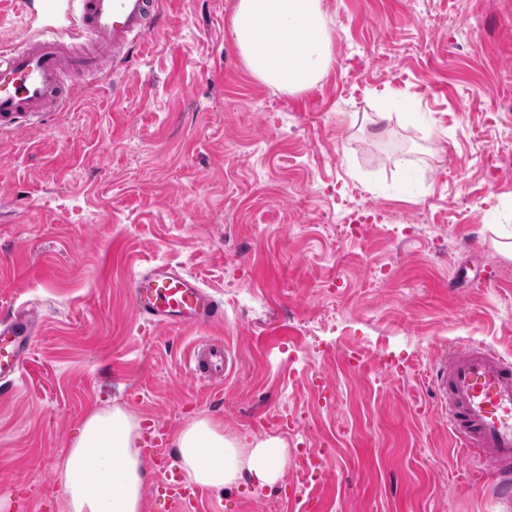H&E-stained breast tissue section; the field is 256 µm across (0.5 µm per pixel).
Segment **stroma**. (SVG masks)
Listing matches in <instances>:
<instances>
[{
  "instance_id": "obj_1",
  "label": "stroma",
  "mask_w": 512,
  "mask_h": 512,
  "mask_svg": "<svg viewBox=\"0 0 512 512\" xmlns=\"http://www.w3.org/2000/svg\"><path fill=\"white\" fill-rule=\"evenodd\" d=\"M235 4L164 0L130 67L0 126V318L38 322L0 382V512H61L64 451L115 405L148 433L207 416L284 442L275 483L201 512H507L430 368L465 342L512 359V0H323L333 67L297 94L245 68ZM162 263L223 321L139 315L129 281ZM203 339L232 351L223 385L186 376ZM303 448L322 464L284 498Z\"/></svg>"
}]
</instances>
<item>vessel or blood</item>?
<instances>
[{
  "label": "vessel or blood",
  "instance_id": "vessel-or-blood-1",
  "mask_svg": "<svg viewBox=\"0 0 512 512\" xmlns=\"http://www.w3.org/2000/svg\"><path fill=\"white\" fill-rule=\"evenodd\" d=\"M41 28L25 26L18 41L0 43V125L28 114L57 112L71 103L83 74L104 63L126 67L133 49L159 32L162 0H38ZM129 296L136 310L159 326L196 327L219 320L214 297L196 278L167 265L137 272ZM37 327L35 315L17 312L0 324V380L19 377ZM201 383L223 381L231 350L204 339L186 363ZM435 393L457 446L488 465V486L502 503L512 502V361L492 348L467 343L442 350L435 362ZM151 437L145 462L161 474L153 487L159 512H191L201 487L187 484Z\"/></svg>",
  "mask_w": 512,
  "mask_h": 512
}]
</instances>
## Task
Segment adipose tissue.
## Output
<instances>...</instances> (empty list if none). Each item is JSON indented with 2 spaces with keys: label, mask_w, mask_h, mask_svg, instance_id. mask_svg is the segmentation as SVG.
Listing matches in <instances>:
<instances>
[{
  "label": "adipose tissue",
  "mask_w": 512,
  "mask_h": 512,
  "mask_svg": "<svg viewBox=\"0 0 512 512\" xmlns=\"http://www.w3.org/2000/svg\"><path fill=\"white\" fill-rule=\"evenodd\" d=\"M231 33L251 75L285 93L315 86L333 63V34L322 0H237ZM141 426L115 406L91 412L65 452L60 469L65 512H141L145 472L139 457ZM190 482L222 489L249 474L273 484L285 461L280 440L239 447L224 426L202 417L173 436Z\"/></svg>",
  "instance_id": "obj_1"
}]
</instances>
